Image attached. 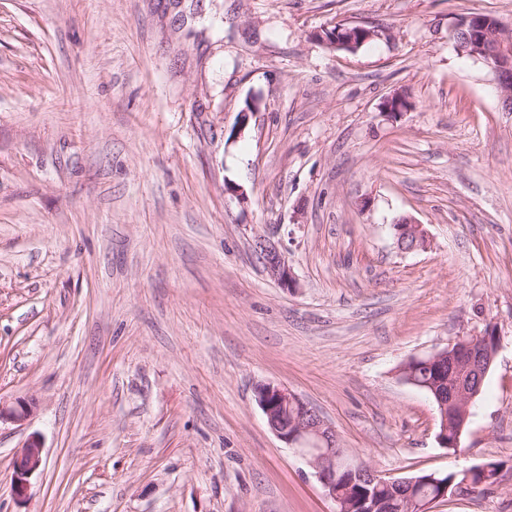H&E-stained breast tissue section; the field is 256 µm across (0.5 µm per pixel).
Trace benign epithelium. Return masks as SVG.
Returning a JSON list of instances; mask_svg holds the SVG:
<instances>
[{"label": "benign epithelium", "instance_id": "benign-epithelium-1", "mask_svg": "<svg viewBox=\"0 0 512 512\" xmlns=\"http://www.w3.org/2000/svg\"><path fill=\"white\" fill-rule=\"evenodd\" d=\"M376 36L375 31L363 26L354 28L331 27L323 30L320 39L333 50L356 51L359 46ZM459 52L482 61L495 75L501 99H512V28L483 14L469 17V24L462 27L456 42ZM407 108L406 97L394 94L386 97L381 109L397 115ZM397 247L402 251L424 249L429 244L423 225L408 217L393 224ZM267 274L283 288L296 287L288 261L270 240L259 236L254 242ZM498 349L495 326L489 325L479 335L463 334L444 349L424 357L405 362L400 374L403 380L414 381L411 363H420L437 374L447 373L445 383L427 384L437 404L440 425L437 439L445 448H457L470 417L473 400L480 392L483 380L491 368ZM255 399L262 410L270 430L288 444L296 454L312 467L326 495L337 504V512H353L348 495L336 486V472L345 470L370 484L378 483L391 491L396 490L401 512H431L432 504L448 498V486L441 492L421 495L416 487L424 482L438 483L435 475L418 479L391 478L371 471L367 466L353 461L337 445L335 431L318 412L288 387L266 383L255 390ZM33 413V403L18 401L6 407L0 403V420L8 418L22 423ZM43 465L42 444L38 437H30L14 460L13 494L19 498L29 493V478Z\"/></svg>", "mask_w": 512, "mask_h": 512}]
</instances>
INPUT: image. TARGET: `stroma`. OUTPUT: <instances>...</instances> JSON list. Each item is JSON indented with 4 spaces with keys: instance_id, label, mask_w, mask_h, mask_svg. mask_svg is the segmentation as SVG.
I'll list each match as a JSON object with an SVG mask.
<instances>
[{
    "instance_id": "35a3bbf8",
    "label": "stroma",
    "mask_w": 512,
    "mask_h": 512,
    "mask_svg": "<svg viewBox=\"0 0 512 512\" xmlns=\"http://www.w3.org/2000/svg\"><path fill=\"white\" fill-rule=\"evenodd\" d=\"M471 14L512 24V0H0V403H34L0 421V512H336L269 429L266 382L380 474L499 462L434 510L512 512V112L456 51ZM342 23L378 36L317 39ZM402 216L427 249L398 250ZM489 324L441 447L399 367ZM324 29V30H323ZM320 39L333 50H345L348 52L356 51L359 46L373 39L377 34L374 30H368L363 26H356L350 29L348 26H339L336 30V24L331 28H323ZM362 45V46H361ZM254 251L259 255L267 274L282 288H296L288 261L281 254L279 248L265 237L258 236L254 242ZM43 465L42 444L38 437L31 436L14 460L13 494L26 497L29 493V478Z\"/></svg>"
}]
</instances>
